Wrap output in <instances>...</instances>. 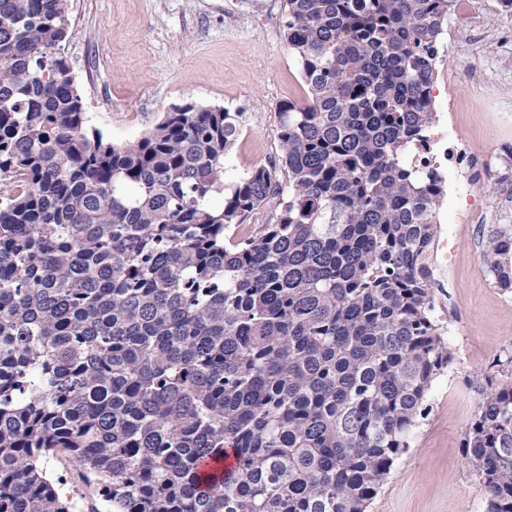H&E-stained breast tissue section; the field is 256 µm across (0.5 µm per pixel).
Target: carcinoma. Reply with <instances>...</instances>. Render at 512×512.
I'll return each instance as SVG.
<instances>
[{
  "label": "carcinoma",
  "mask_w": 512,
  "mask_h": 512,
  "mask_svg": "<svg viewBox=\"0 0 512 512\" xmlns=\"http://www.w3.org/2000/svg\"><path fill=\"white\" fill-rule=\"evenodd\" d=\"M454 2L283 0L308 100L278 107L281 164L226 186L241 113L176 106L115 146L63 52L70 0H0V512H74L60 452L109 512H368L453 361L448 186L415 156ZM482 256L511 291L512 224ZM495 367L463 447L512 512V355Z\"/></svg>",
  "instance_id": "cac0c4a2"
}]
</instances>
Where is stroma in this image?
Wrapping results in <instances>:
<instances>
[{
    "mask_svg": "<svg viewBox=\"0 0 512 512\" xmlns=\"http://www.w3.org/2000/svg\"><path fill=\"white\" fill-rule=\"evenodd\" d=\"M63 43L89 125L113 144L145 136L173 107L195 104L241 113L224 159V182L278 159V105L303 102L307 87L284 38L282 0H70ZM512 15L487 11L483 36L456 28L458 84L448 96L436 73V128L455 124L480 161L512 156V43L498 35ZM438 240L454 252L434 265L435 314L454 359L433 383L411 447L393 464L369 512H486L484 489L463 448L479 395L470 381L512 352V291L484 264L483 224H461L447 205Z\"/></svg>",
    "mask_w": 512,
    "mask_h": 512,
    "instance_id": "1",
    "label": "stroma"
}]
</instances>
